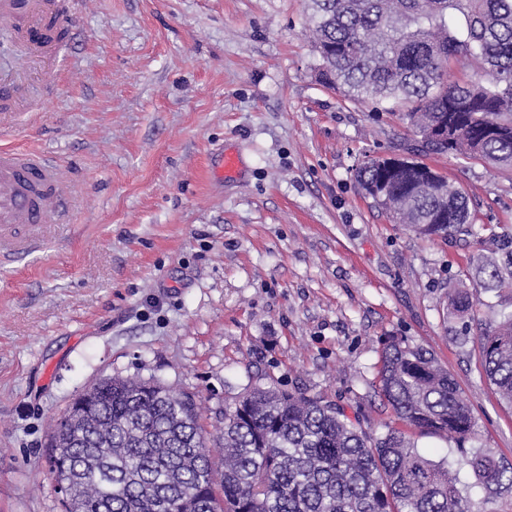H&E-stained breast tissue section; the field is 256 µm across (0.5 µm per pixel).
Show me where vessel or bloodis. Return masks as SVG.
Masks as SVG:
<instances>
[{
  "label": "vessel or blood",
  "instance_id": "obj_1",
  "mask_svg": "<svg viewBox=\"0 0 512 512\" xmlns=\"http://www.w3.org/2000/svg\"><path fill=\"white\" fill-rule=\"evenodd\" d=\"M57 0H0V26L23 33L39 57L57 53L49 26ZM70 200L58 167L44 156L22 148H0V257L27 249L28 237L17 228L37 233L42 224L69 221Z\"/></svg>",
  "mask_w": 512,
  "mask_h": 512
}]
</instances>
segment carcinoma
I'll use <instances>...</instances> for the list:
<instances>
[{
  "instance_id": "obj_1",
  "label": "carcinoma",
  "mask_w": 512,
  "mask_h": 512,
  "mask_svg": "<svg viewBox=\"0 0 512 512\" xmlns=\"http://www.w3.org/2000/svg\"><path fill=\"white\" fill-rule=\"evenodd\" d=\"M318 79L373 109L409 119L410 153L462 156L512 170V0H308ZM476 64L470 79L448 78ZM509 130L487 134L478 115ZM448 118V145L425 137ZM424 171L390 170L367 158L355 168L365 194L423 236L471 233L468 195ZM484 286L512 288V244L480 256ZM454 309L473 307L448 284ZM486 378L512 407V311L479 327ZM376 389L398 420L452 439L486 490L512 488V467L488 448H465L475 424L459 385L429 352L402 337L383 343ZM194 396L153 381L108 378L78 396L50 476L67 474L64 512H471L470 491L445 460L421 452L388 423L365 420L320 395L253 388L224 406L217 435Z\"/></svg>"
}]
</instances>
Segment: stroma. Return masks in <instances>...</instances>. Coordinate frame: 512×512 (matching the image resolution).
<instances>
[{
	"mask_svg": "<svg viewBox=\"0 0 512 512\" xmlns=\"http://www.w3.org/2000/svg\"><path fill=\"white\" fill-rule=\"evenodd\" d=\"M307 0H85L57 84L19 87L36 122L0 146L55 157L71 221L0 265V512H63L45 460L70 402L108 377L195 395L213 427L255 387L322 394L372 424L394 414L375 388L382 341L424 348L457 379L472 444L512 461V410L485 380L477 330L510 298L471 259L512 236V172L426 162L471 198L472 232L427 237L394 223L354 177L410 140L319 82ZM239 178L209 163L224 149Z\"/></svg>",
	"mask_w": 512,
	"mask_h": 512,
	"instance_id": "35a3bbf8",
	"label": "stroma"
}]
</instances>
